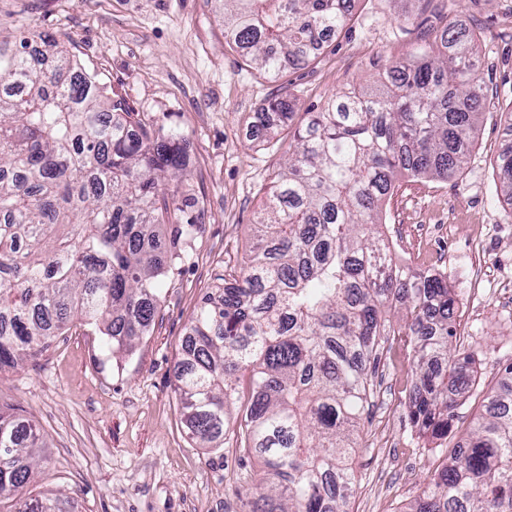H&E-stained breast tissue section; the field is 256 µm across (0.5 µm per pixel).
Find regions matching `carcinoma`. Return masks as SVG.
<instances>
[{"instance_id": "cac0c4a2", "label": "carcinoma", "mask_w": 512, "mask_h": 512, "mask_svg": "<svg viewBox=\"0 0 512 512\" xmlns=\"http://www.w3.org/2000/svg\"><path fill=\"white\" fill-rule=\"evenodd\" d=\"M350 2L224 0V40L278 81L318 58ZM35 37L53 53L40 70L26 38L0 33V372L74 320L114 351L132 348L158 314L159 277L196 231L177 223L178 189H161L184 170L180 138L109 101L69 39ZM476 43L449 25L320 112L297 118L288 93L253 112L257 128H288L286 166L234 285L205 299L174 369L199 445L218 448L232 429L262 460L250 512H349L354 431L381 350L412 358L410 416L435 438L476 382L477 353L448 354V275L398 267L381 223L397 174L447 178L466 164L484 100ZM498 169L512 200V149ZM43 447L0 409V500L22 498ZM16 512L64 510L45 495ZM406 512H512V390L488 394Z\"/></svg>"}]
</instances>
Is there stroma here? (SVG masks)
Here are the masks:
<instances>
[{
	"label": "stroma",
	"instance_id": "obj_1",
	"mask_svg": "<svg viewBox=\"0 0 512 512\" xmlns=\"http://www.w3.org/2000/svg\"><path fill=\"white\" fill-rule=\"evenodd\" d=\"M223 0H0V28L65 35L112 99L187 155L181 215L199 230L164 277L161 309L132 352L113 353L96 329L73 325L22 365L0 373V409L30 420L47 443L27 496H60L64 512H250L261 472L236 434L200 448L183 422L173 367L188 325L222 275L255 242L267 186L285 166L287 130L256 133L251 116L288 87L302 112L385 73L419 25L476 30L477 74L488 92L465 168L445 181L399 178L384 233L406 272L440 271L458 304L451 353L476 350L477 381L448 438L409 417L412 361H380L355 434L349 512H405L441 448H454L491 390L512 386V210L497 161L512 146V0H355L349 24L312 64L265 79L224 41ZM412 15L402 29L399 14Z\"/></svg>",
	"mask_w": 512,
	"mask_h": 512
}]
</instances>
